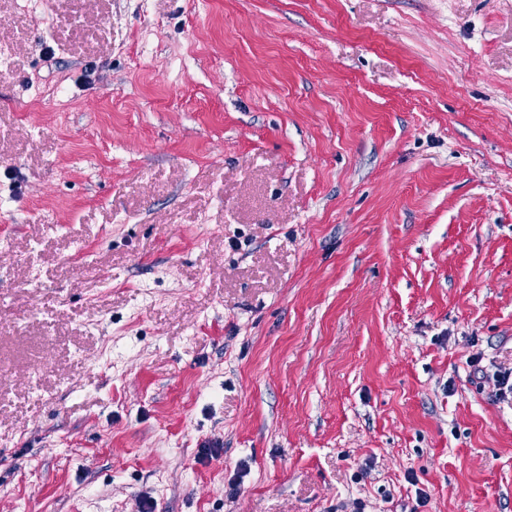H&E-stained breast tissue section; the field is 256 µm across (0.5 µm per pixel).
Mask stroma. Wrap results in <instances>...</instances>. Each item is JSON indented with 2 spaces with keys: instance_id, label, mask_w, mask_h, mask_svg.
<instances>
[{
  "instance_id": "35a3bbf8",
  "label": "stroma",
  "mask_w": 512,
  "mask_h": 512,
  "mask_svg": "<svg viewBox=\"0 0 512 512\" xmlns=\"http://www.w3.org/2000/svg\"><path fill=\"white\" fill-rule=\"evenodd\" d=\"M0 44V512H512V0H0Z\"/></svg>"
}]
</instances>
